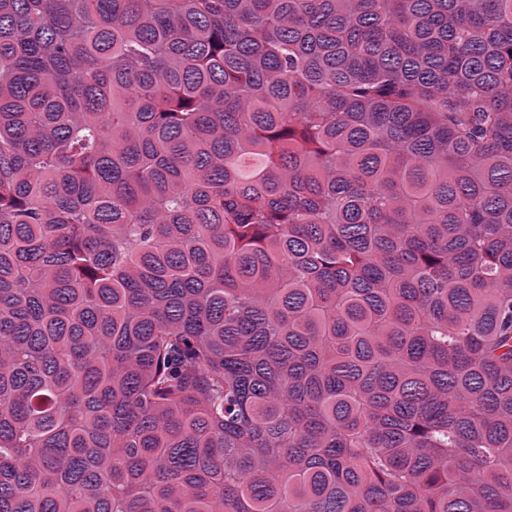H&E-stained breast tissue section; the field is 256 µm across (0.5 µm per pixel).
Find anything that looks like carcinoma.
<instances>
[{
    "label": "carcinoma",
    "mask_w": 512,
    "mask_h": 512,
    "mask_svg": "<svg viewBox=\"0 0 512 512\" xmlns=\"http://www.w3.org/2000/svg\"><path fill=\"white\" fill-rule=\"evenodd\" d=\"M0 512H512V0H0Z\"/></svg>",
    "instance_id": "cac0c4a2"
}]
</instances>
